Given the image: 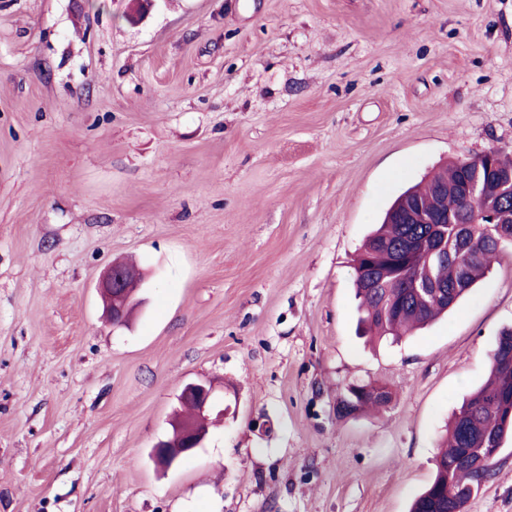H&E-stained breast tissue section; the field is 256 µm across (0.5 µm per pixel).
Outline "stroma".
<instances>
[{
	"label": "stroma",
	"mask_w": 512,
	"mask_h": 512,
	"mask_svg": "<svg viewBox=\"0 0 512 512\" xmlns=\"http://www.w3.org/2000/svg\"><path fill=\"white\" fill-rule=\"evenodd\" d=\"M490 149L512 0H0V512H408L512 328V248L398 343L358 336L353 259ZM192 381L229 411L160 468ZM357 381L391 403L338 418ZM466 512H512L511 438ZM139 280L138 271L131 266L115 263L102 275L97 288L106 298V313L113 327L124 325L134 306V284Z\"/></svg>",
	"instance_id": "stroma-1"
}]
</instances>
